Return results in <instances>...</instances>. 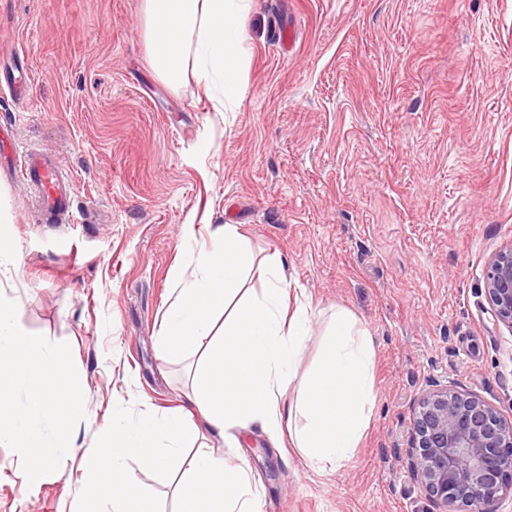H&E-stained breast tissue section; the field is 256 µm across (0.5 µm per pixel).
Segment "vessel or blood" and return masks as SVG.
Returning a JSON list of instances; mask_svg holds the SVG:
<instances>
[{"label":"vessel or blood","instance_id":"obj_1","mask_svg":"<svg viewBox=\"0 0 512 512\" xmlns=\"http://www.w3.org/2000/svg\"><path fill=\"white\" fill-rule=\"evenodd\" d=\"M19 173L35 190L44 215L59 222L71 209L70 186L56 165L28 151L18 156Z\"/></svg>","mask_w":512,"mask_h":512}]
</instances>
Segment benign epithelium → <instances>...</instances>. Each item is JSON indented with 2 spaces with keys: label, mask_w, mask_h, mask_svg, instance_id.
Wrapping results in <instances>:
<instances>
[{
  "label": "benign epithelium",
  "mask_w": 512,
  "mask_h": 512,
  "mask_svg": "<svg viewBox=\"0 0 512 512\" xmlns=\"http://www.w3.org/2000/svg\"><path fill=\"white\" fill-rule=\"evenodd\" d=\"M484 290L497 322L512 332V242L491 257ZM409 454L442 512H481L486 499L512 491V419L475 396L446 387L425 394Z\"/></svg>",
  "instance_id": "obj_1"
}]
</instances>
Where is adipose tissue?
Instances as JSON below:
<instances>
[{"label": "adipose tissue", "instance_id": "ef3b65f1", "mask_svg": "<svg viewBox=\"0 0 512 512\" xmlns=\"http://www.w3.org/2000/svg\"><path fill=\"white\" fill-rule=\"evenodd\" d=\"M249 9L250 0H144L154 69L172 86L198 69L219 80L225 100L234 101ZM215 235L217 244L200 249L197 274L185 280L160 327L161 350L201 352L193 404L215 434L257 424L279 443L284 422L297 418L302 426L292 438L311 466L343 467L375 406L371 336L353 314L337 310L323 363L297 378L308 303L288 308L291 284L276 256L264 263L260 292L246 289L253 260L242 234L227 224ZM219 315L224 328L218 333ZM292 385L297 398L287 407L282 399Z\"/></svg>", "mask_w": 512, "mask_h": 512}]
</instances>
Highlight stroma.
<instances>
[{
  "label": "stroma",
  "instance_id": "1",
  "mask_svg": "<svg viewBox=\"0 0 512 512\" xmlns=\"http://www.w3.org/2000/svg\"><path fill=\"white\" fill-rule=\"evenodd\" d=\"M237 106L196 71L155 72L143 0H0V93L18 150L57 159L69 220L0 165V294L19 327L68 343L86 417L59 469L28 482L0 443V512H76L117 405L193 411L195 355L161 360L159 330L201 245L237 225L255 262L280 254L320 360L351 311L375 348L376 403L352 460L316 472L252 427L192 452L246 460L268 512H438L411 466L413 416L447 386L512 418V331L484 293L512 242V0H252Z\"/></svg>",
  "mask_w": 512,
  "mask_h": 512
}]
</instances>
